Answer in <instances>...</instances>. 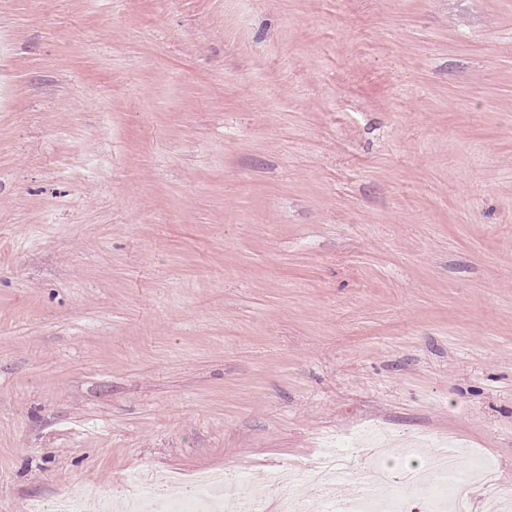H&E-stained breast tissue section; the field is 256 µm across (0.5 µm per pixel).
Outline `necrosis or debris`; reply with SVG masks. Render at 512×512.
<instances>
[{
	"label": "necrosis or debris",
	"mask_w": 512,
	"mask_h": 512,
	"mask_svg": "<svg viewBox=\"0 0 512 512\" xmlns=\"http://www.w3.org/2000/svg\"><path fill=\"white\" fill-rule=\"evenodd\" d=\"M381 439L379 432H361L357 442H339L337 448L327 449L309 466L306 483L318 493L321 512H448L452 501L462 499L468 486L459 476L462 460L445 449L411 470L406 493L397 492L385 482L366 481L348 463L351 449L356 445L376 448ZM338 475L352 483L350 495L343 500L336 499L332 491ZM271 477L285 488L273 511L246 481L204 473L185 482V492L178 497L170 494L166 480L140 481L137 488L113 495L112 512H308L306 503L289 490L295 478L292 468L272 471ZM101 503L98 491L83 487L49 503L30 499L25 512H97Z\"/></svg>",
	"instance_id": "4bbe7bcc"
}]
</instances>
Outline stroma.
I'll use <instances>...</instances> for the list:
<instances>
[{"label":"stroma","instance_id":"35a3bbf8","mask_svg":"<svg viewBox=\"0 0 512 512\" xmlns=\"http://www.w3.org/2000/svg\"><path fill=\"white\" fill-rule=\"evenodd\" d=\"M372 428L512 492V0H0V512Z\"/></svg>","mask_w":512,"mask_h":512}]
</instances>
